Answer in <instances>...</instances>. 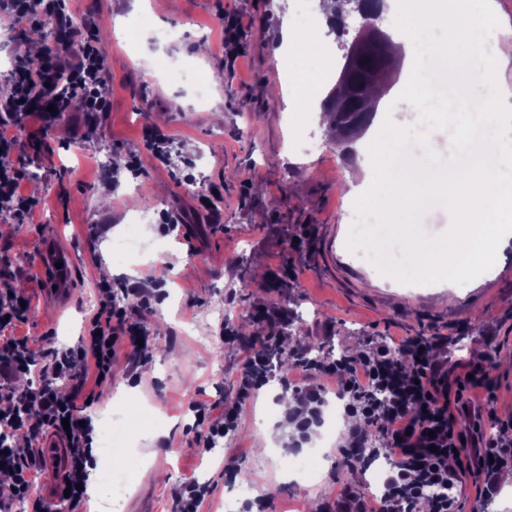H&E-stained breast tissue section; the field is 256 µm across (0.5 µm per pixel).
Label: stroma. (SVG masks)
<instances>
[{
	"label": "stroma",
	"instance_id": "35a3bbf8",
	"mask_svg": "<svg viewBox=\"0 0 512 512\" xmlns=\"http://www.w3.org/2000/svg\"><path fill=\"white\" fill-rule=\"evenodd\" d=\"M152 18L133 0H101L107 21L124 17L135 44L115 34L99 41L112 96L94 123L79 112L64 113L38 141L20 137L8 161L25 173L23 191L38 207L32 223L16 220L0 200V268L25 302L15 333L29 348L50 352L84 336L103 298L100 268L111 264L112 303L128 322L148 334L151 356L140 363L131 347L117 349L112 382L98 388L86 412L95 427V454L105 444L132 442L128 495L148 490L154 512H178V491L197 481L209 495L198 512H224L235 481L250 483L253 500L269 501V512H340L342 490L364 488L359 467L343 464L336 439L313 481L288 476L270 449L292 441L289 432L266 433L261 424L287 418L288 395L278 372L265 389L242 404L235 432L220 441V453L198 454L193 402H233L239 345L262 332L254 315L274 318L286 332L288 319L302 318V345L358 348L385 336H444L453 359L480 357L486 343L500 351L485 364L496 380L500 418H512V251L493 270L459 287L444 283L403 284L373 264L354 261L348 238L358 220L359 197L348 180L366 163L360 144H333L314 112L295 109V80L281 49L284 22L301 27L297 0H150ZM306 12L315 9L306 0ZM251 22L234 41L224 39L222 14ZM208 46L198 57V43ZM149 49L161 61L150 72L141 59ZM189 67L210 85L206 102L190 94L181 73ZM168 134L170 165L149 150V136ZM312 135L327 152L300 151ZM121 160L101 169L100 154ZM208 205H201V197ZM157 209L159 222L130 227L133 214ZM137 230L159 255H118L114 241ZM74 254L72 304L47 297L48 274L39 263L46 236ZM300 249H292V241ZM253 285L241 287V269ZM157 297L143 311L126 297L129 285ZM226 310L212 318L214 306ZM234 337L219 338L222 323ZM124 413L105 430L102 416Z\"/></svg>",
	"mask_w": 512,
	"mask_h": 512
}]
</instances>
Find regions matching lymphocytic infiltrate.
<instances>
[{
  "label": "lymphocytic infiltrate",
  "instance_id": "lymphocytic-infiltrate-1",
  "mask_svg": "<svg viewBox=\"0 0 512 512\" xmlns=\"http://www.w3.org/2000/svg\"><path fill=\"white\" fill-rule=\"evenodd\" d=\"M70 0H0V19L50 18L55 39L42 45L43 64L28 69L15 58L12 89L0 98V198L13 201L20 222H28L36 203L22 194L21 170L3 159L28 126L39 132L52 129L60 113L80 110L88 119L106 111L110 87L104 60L92 29L75 33ZM72 61L63 66L62 54ZM104 301L87 336L61 352L35 355L14 329L23 309L14 289H0V428L23 431L33 438L51 433L64 438L67 448L62 487L54 504L42 512L64 506L76 512L88 498L85 489L96 465L94 426L87 423L83 402L90 377L112 382V359L118 347L136 344L142 331L125 321L123 309L113 307L111 285L101 282ZM293 360L283 383L317 411L322 394L335 390L343 412L356 421L350 449L363 465L386 459L389 470L381 496L354 498L347 512H461L458 484L463 473L482 480L485 498L498 492V476L512 470V419H500L495 409L494 383L481 362H471L469 376H456L448 368V340L409 336L396 342L383 338L360 351L311 359L294 347ZM318 374V389L303 387L305 377ZM26 375L17 387L14 380ZM478 409L493 424V434L468 430L457 422L459 413ZM196 425L207 432L198 440L209 452L236 426L237 403H225L220 417H212L209 404L194 406ZM43 457L37 449L20 454L13 443L0 441V472L10 482L0 490V512H11L14 501L26 499Z\"/></svg>",
  "mask_w": 512,
  "mask_h": 512
}]
</instances>
